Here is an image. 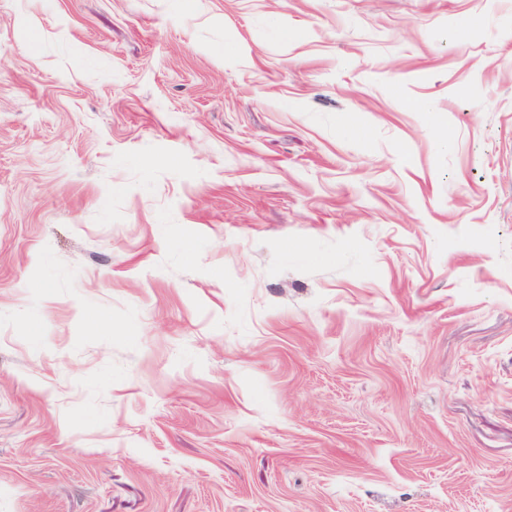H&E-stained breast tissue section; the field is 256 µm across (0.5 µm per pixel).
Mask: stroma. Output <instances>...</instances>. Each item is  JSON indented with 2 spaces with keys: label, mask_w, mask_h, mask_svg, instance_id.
<instances>
[{
  "label": "stroma",
  "mask_w": 512,
  "mask_h": 512,
  "mask_svg": "<svg viewBox=\"0 0 512 512\" xmlns=\"http://www.w3.org/2000/svg\"><path fill=\"white\" fill-rule=\"evenodd\" d=\"M0 512H512V0H0Z\"/></svg>",
  "instance_id": "1"
}]
</instances>
